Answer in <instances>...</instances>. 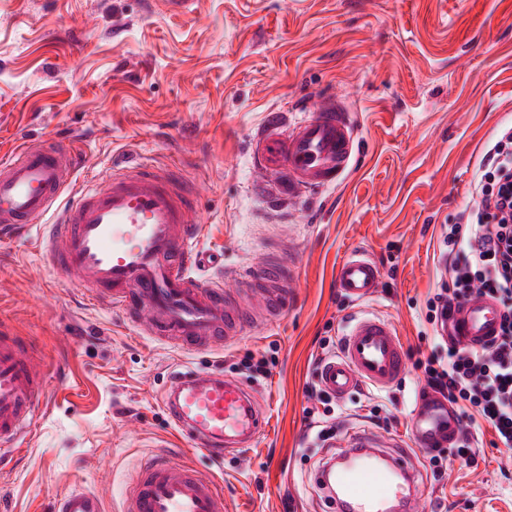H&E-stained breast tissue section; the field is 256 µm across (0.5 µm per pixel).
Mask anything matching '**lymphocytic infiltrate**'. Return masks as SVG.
I'll return each mask as SVG.
<instances>
[{
	"label": "lymphocytic infiltrate",
	"mask_w": 512,
	"mask_h": 512,
	"mask_svg": "<svg viewBox=\"0 0 512 512\" xmlns=\"http://www.w3.org/2000/svg\"><path fill=\"white\" fill-rule=\"evenodd\" d=\"M474 207L443 226L440 278L443 286L426 302L433 331L447 326L454 309L482 293L502 309L498 339L471 349L448 341L441 352L417 360L427 387L457 405L469 420L458 440L469 452L472 426H489L493 447L512 450V126L484 154L471 184Z\"/></svg>",
	"instance_id": "f902f5d3"
}]
</instances>
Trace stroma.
Returning <instances> with one entry per match:
<instances>
[{"instance_id":"1","label":"stroma","mask_w":512,"mask_h":512,"mask_svg":"<svg viewBox=\"0 0 512 512\" xmlns=\"http://www.w3.org/2000/svg\"><path fill=\"white\" fill-rule=\"evenodd\" d=\"M343 98L357 125L349 173L279 223L263 213L249 142L265 112L307 118ZM512 125V0H0V158L25 144L75 142L87 178L134 156L175 170L196 194L201 250L226 279L278 240L292 243L294 298L278 315L212 351L160 341L120 311L87 303L38 250L39 225L0 239V323L48 368L46 404L0 465V512H49L79 484L106 512L139 463L173 448L219 481L230 512H325L314 476L350 436L395 440L416 470L419 512H512V453L483 430L475 462L443 448L444 476L413 447L410 419L425 387L418 358L435 345L425 321L439 288L441 225L472 207L488 145ZM368 252L382 272L366 311L390 319L409 366L386 390L360 389L334 439H312L303 410L309 362L352 305L337 262ZM275 355L266 378L231 366ZM184 366L251 384L266 427L214 461L176 439L161 404Z\"/></svg>"}]
</instances>
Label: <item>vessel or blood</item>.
<instances>
[{
	"mask_svg": "<svg viewBox=\"0 0 512 512\" xmlns=\"http://www.w3.org/2000/svg\"><path fill=\"white\" fill-rule=\"evenodd\" d=\"M284 110L272 111L253 137L257 183L278 208H296L306 194L336 183L348 170L357 148L356 122L336 98H324L315 113L291 123ZM86 157L74 145L22 147L0 159V235L20 234L35 219L56 214L39 239L48 264L74 276L87 300L125 312L135 323L187 349L209 347L217 337L240 336L250 315L238 290L203 277L207 254L197 243L188 189L172 172L131 159L109 177L87 180L81 194L67 196L66 185ZM241 288L261 285L256 308L279 310L293 294L295 279L281 254H272L238 271ZM341 294L360 306L381 284V271L363 251L336 264ZM500 332L495 301L473 296L455 312L450 337L479 348ZM406 373L404 346L396 327L379 316H356L341 336L337 356L324 362L321 386L343 400L355 390H383ZM46 390L44 369L28 355L19 337L0 330V447L29 431ZM162 403L178 431L194 447L213 456L237 450L264 430L265 416L244 383L187 369L173 373ZM414 447L441 448L460 433L457 420L437 398L419 403L411 421ZM381 436H359L344 452L353 466L332 480L316 474L329 512H390L408 505L415 492L408 456L376 463L370 448L383 447ZM124 512H229L222 484L201 477L191 466L167 454L145 460L123 493ZM51 512H105L102 498L75 487L53 497Z\"/></svg>",
	"mask_w": 512,
	"mask_h": 512,
	"instance_id": "1",
	"label": "vessel or blood"
}]
</instances>
